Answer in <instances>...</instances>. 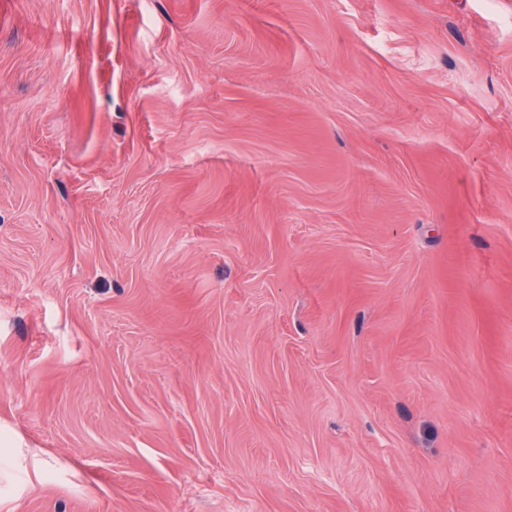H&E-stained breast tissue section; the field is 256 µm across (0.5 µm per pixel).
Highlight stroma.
Returning <instances> with one entry per match:
<instances>
[{"label": "stroma", "instance_id": "obj_1", "mask_svg": "<svg viewBox=\"0 0 512 512\" xmlns=\"http://www.w3.org/2000/svg\"><path fill=\"white\" fill-rule=\"evenodd\" d=\"M0 512H512V0H0Z\"/></svg>", "mask_w": 512, "mask_h": 512}]
</instances>
